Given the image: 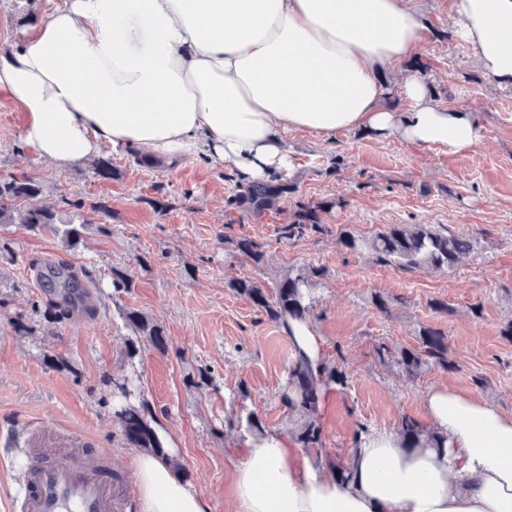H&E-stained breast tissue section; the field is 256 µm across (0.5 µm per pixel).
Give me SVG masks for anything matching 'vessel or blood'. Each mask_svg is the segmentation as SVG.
<instances>
[{
	"instance_id": "b4317fda",
	"label": "vessel or blood",
	"mask_w": 512,
	"mask_h": 512,
	"mask_svg": "<svg viewBox=\"0 0 512 512\" xmlns=\"http://www.w3.org/2000/svg\"><path fill=\"white\" fill-rule=\"evenodd\" d=\"M83 454L73 448L50 459L43 449H33L11 512H114L111 461L92 468L84 464Z\"/></svg>"
}]
</instances>
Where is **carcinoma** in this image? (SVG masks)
Listing matches in <instances>:
<instances>
[{"label": "carcinoma", "instance_id": "1", "mask_svg": "<svg viewBox=\"0 0 512 512\" xmlns=\"http://www.w3.org/2000/svg\"><path fill=\"white\" fill-rule=\"evenodd\" d=\"M42 192L41 182L31 176L0 179V224L48 228L61 235L67 246H75L81 236L75 219L65 220L57 210L26 205V202L41 196ZM283 193L284 187L280 185L251 184L238 195V203L249 210L262 212L274 208ZM320 211L319 204L298 203L294 219L283 228L284 237L292 240L310 233L323 232ZM472 241L470 235L442 232L428 224H390L369 239L356 237L349 232L341 233L338 239L339 244L348 250H369L377 261L394 263L408 271L452 269L472 250ZM233 243L238 252L255 266L264 264L266 253L259 243L247 237L235 238ZM323 276V269L314 265L290 273L276 284L272 297L250 279H235L231 287L256 309L264 312L272 322L286 330L291 321H305L309 318L312 308L310 290ZM39 279L49 295L61 297L64 312L68 313L83 303L86 284L73 269L50 276L41 274ZM111 285L117 294L127 292L133 288L134 278L125 271L114 269ZM126 320L139 335L148 337L158 352H165L167 341L161 326L134 310L126 313ZM419 340L420 346L417 348L382 343L377 352L380 357H388L411 376L431 367L446 370L452 366L448 336L442 330L424 327ZM293 352L294 358L281 393V402L289 411L298 415L294 430L298 444L303 448H320L324 439L318 424L321 390L329 385L345 387L348 376L341 366L330 362L324 363L316 375L301 349L296 346ZM115 395L122 401L116 415L120 419L127 444L134 448L161 451L163 444L147 418L144 404L137 405L132 399L129 380L115 383ZM400 438L404 448H443L448 440L446 436L422 428L409 417L402 420Z\"/></svg>", "mask_w": 512, "mask_h": 512}]
</instances>
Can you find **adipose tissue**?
<instances>
[{"label": "adipose tissue", "mask_w": 512, "mask_h": 512, "mask_svg": "<svg viewBox=\"0 0 512 512\" xmlns=\"http://www.w3.org/2000/svg\"><path fill=\"white\" fill-rule=\"evenodd\" d=\"M455 36L497 85L512 86V0H454ZM414 0H53L0 52V94L25 142L59 168L102 147L169 164L203 156L247 182L291 165L288 134L368 129L452 153L480 133L472 113L406 80L409 112L382 107L379 75L416 49ZM424 405L442 448L374 430L350 479L270 433L246 440L237 512H512V415L455 389ZM141 512H211L160 454L136 457Z\"/></svg>", "instance_id": "adipose-tissue-1"}]
</instances>
